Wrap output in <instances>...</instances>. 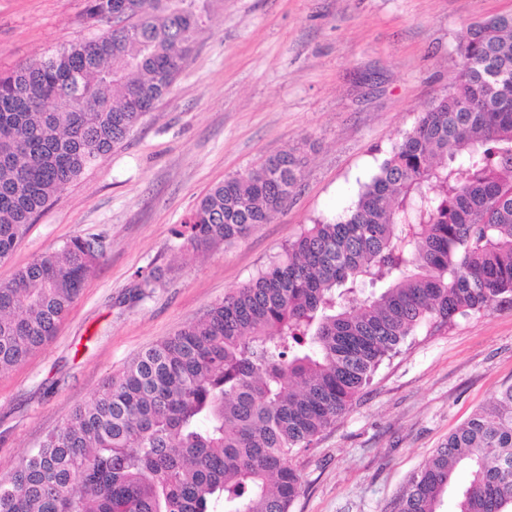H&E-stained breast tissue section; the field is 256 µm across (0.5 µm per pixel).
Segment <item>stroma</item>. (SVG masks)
Listing matches in <instances>:
<instances>
[{
  "instance_id": "stroma-1",
  "label": "stroma",
  "mask_w": 512,
  "mask_h": 512,
  "mask_svg": "<svg viewBox=\"0 0 512 512\" xmlns=\"http://www.w3.org/2000/svg\"><path fill=\"white\" fill-rule=\"evenodd\" d=\"M85 0H0V72L87 36ZM183 70L120 145L54 196L0 282L72 237L105 256L56 335L0 376V475L138 353L248 283L283 246L345 213L402 134L448 93L470 24L512 0H196ZM299 149L301 178L247 238L206 251L174 231L209 190ZM160 285L135 300L136 271ZM512 383V307L418 332L296 465L290 512H386L409 477Z\"/></svg>"
}]
</instances>
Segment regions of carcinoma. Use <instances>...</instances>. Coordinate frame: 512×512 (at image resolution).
<instances>
[{
    "label": "carcinoma",
    "instance_id": "cac0c4a2",
    "mask_svg": "<svg viewBox=\"0 0 512 512\" xmlns=\"http://www.w3.org/2000/svg\"><path fill=\"white\" fill-rule=\"evenodd\" d=\"M90 36L0 75V260L50 199L127 138L183 67L193 0H86ZM448 95L335 220L142 352L9 474L0 512H289L293 457L421 328L512 306V14L472 23ZM300 176L286 150L215 186L174 231L246 238ZM76 236L0 283V373L49 341L103 258ZM138 297L158 278L137 273ZM385 283L369 293L364 285ZM512 512V384L415 472L390 512Z\"/></svg>",
    "mask_w": 512,
    "mask_h": 512
}]
</instances>
